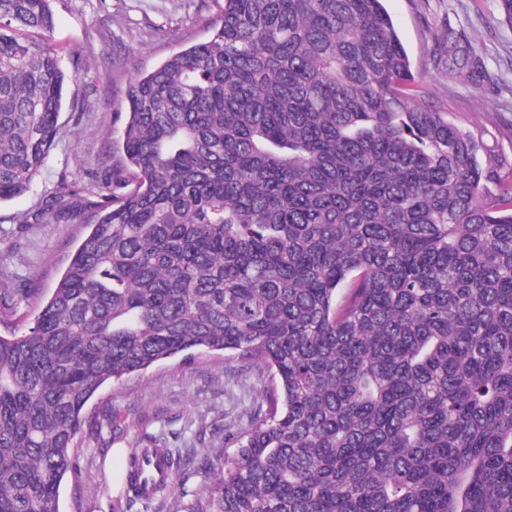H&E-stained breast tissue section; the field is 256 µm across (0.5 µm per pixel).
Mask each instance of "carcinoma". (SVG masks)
<instances>
[{
    "label": "carcinoma",
    "mask_w": 512,
    "mask_h": 512,
    "mask_svg": "<svg viewBox=\"0 0 512 512\" xmlns=\"http://www.w3.org/2000/svg\"><path fill=\"white\" fill-rule=\"evenodd\" d=\"M54 29L0 0V201L60 138ZM124 110L112 184L22 216L88 233L0 336V512H60L105 384L219 351L271 388L188 512H512V163L421 99L383 0H223ZM182 462L134 449L130 502Z\"/></svg>",
    "instance_id": "1"
}]
</instances>
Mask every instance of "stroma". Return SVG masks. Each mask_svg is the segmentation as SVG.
Returning a JSON list of instances; mask_svg holds the SVG:
<instances>
[{
  "instance_id": "obj_1",
  "label": "stroma",
  "mask_w": 512,
  "mask_h": 512,
  "mask_svg": "<svg viewBox=\"0 0 512 512\" xmlns=\"http://www.w3.org/2000/svg\"><path fill=\"white\" fill-rule=\"evenodd\" d=\"M53 40L66 70L77 73L65 91L62 133L46 168L24 196L0 202V288L23 289L27 302L0 308V335L27 329L38 305L56 285L86 234L82 224H24L22 213L45 203L60 180L81 189L112 176V141L124 117L119 105L129 82L173 53L209 36L218 17L215 0H53ZM412 67L423 77L427 101L458 125L482 131L488 150L512 161V23L499 0H387ZM452 30L462 50L476 52L488 73L475 84L453 78L435 37ZM87 104L81 119L73 104ZM268 373L225 360L222 353H193L164 360L117 383H107L90 403L96 421L117 426L100 436L85 426L77 450L82 473L67 476L61 512H131L113 474L124 456L151 435L167 434L171 447L206 445L233 452L230 426L247 423L265 403Z\"/></svg>"
}]
</instances>
